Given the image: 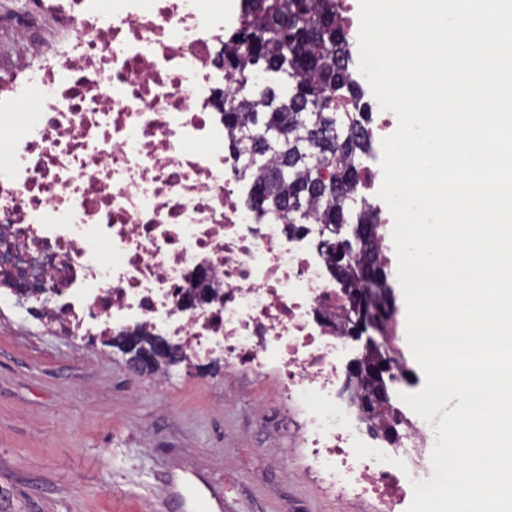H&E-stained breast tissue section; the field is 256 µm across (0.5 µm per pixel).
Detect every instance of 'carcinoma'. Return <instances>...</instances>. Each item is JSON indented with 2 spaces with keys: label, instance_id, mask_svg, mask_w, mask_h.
<instances>
[{
  "label": "carcinoma",
  "instance_id": "carcinoma-1",
  "mask_svg": "<svg viewBox=\"0 0 512 512\" xmlns=\"http://www.w3.org/2000/svg\"><path fill=\"white\" fill-rule=\"evenodd\" d=\"M240 31L254 41L258 55L246 51L245 40L233 38L239 64L272 72L260 101H224V124L239 128V142L259 166L255 184L266 182L274 169L284 176L267 186L261 213L282 214L291 230L311 218L321 224L372 223L369 212L357 214L343 204L372 142L362 131L361 113L333 106L338 99L359 105L364 96L347 67L351 31L336 0H243ZM324 168L335 169L341 193L320 188ZM379 251L372 240L362 243L342 272L351 278L369 266L371 287H385ZM372 421L385 429L399 424L391 398L378 404Z\"/></svg>",
  "mask_w": 512,
  "mask_h": 512
}]
</instances>
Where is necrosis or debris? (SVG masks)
<instances>
[{
  "mask_svg": "<svg viewBox=\"0 0 512 512\" xmlns=\"http://www.w3.org/2000/svg\"><path fill=\"white\" fill-rule=\"evenodd\" d=\"M73 38L61 59L0 69V303L82 340L166 335L232 368L276 367L302 407L306 456L338 497L407 512L433 475L413 448L434 426L413 411L408 446H382L340 392L347 342L317 224L289 230L248 207L254 178L224 124L241 73L219 66L240 0H45ZM381 153L353 196L381 222ZM216 300L182 311L198 277Z\"/></svg>",
  "mask_w": 512,
  "mask_h": 512,
  "instance_id": "1",
  "label": "necrosis or debris"
}]
</instances>
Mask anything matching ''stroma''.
<instances>
[{
	"instance_id": "stroma-1",
	"label": "stroma",
	"mask_w": 512,
	"mask_h": 512,
	"mask_svg": "<svg viewBox=\"0 0 512 512\" xmlns=\"http://www.w3.org/2000/svg\"><path fill=\"white\" fill-rule=\"evenodd\" d=\"M125 360L0 305V512H196L214 494L224 512H376L370 498L332 507L286 433L299 409L276 399L275 371L241 374L215 353L159 385Z\"/></svg>"
}]
</instances>
